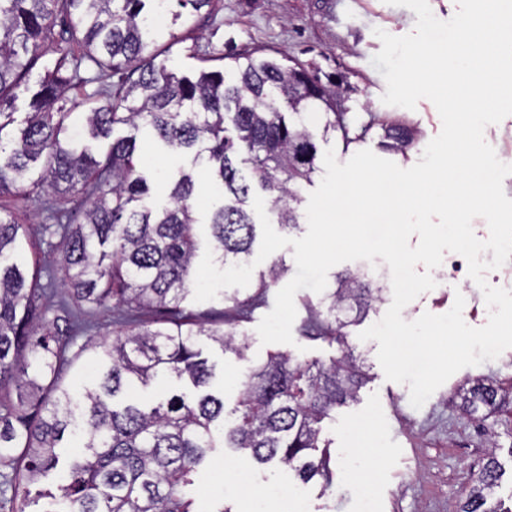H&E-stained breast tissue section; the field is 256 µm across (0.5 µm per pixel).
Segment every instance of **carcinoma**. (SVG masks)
<instances>
[{
	"label": "carcinoma",
	"mask_w": 512,
	"mask_h": 512,
	"mask_svg": "<svg viewBox=\"0 0 512 512\" xmlns=\"http://www.w3.org/2000/svg\"><path fill=\"white\" fill-rule=\"evenodd\" d=\"M170 0H0V199L27 198L48 187L41 201L46 231L62 242L64 276L28 266L21 254L26 225L0 203V482L13 497L60 500L67 512H195L188 488L219 448L290 467L304 483L329 473L321 424L353 401L367 372L346 344L347 328L384 301L381 284L344 273L308 309L309 337L342 345L329 364L271 353L243 383L236 406L224 412V393L212 389L215 366L198 348L205 336L237 355L245 345L224 320L250 319L269 288L288 271L272 261L255 291L223 297L218 311L183 306L195 281L200 222L191 204L194 178L182 166L165 175L163 202H155L137 155L143 130L191 165L203 163L222 204L207 222L217 267L247 264L257 238L253 201L259 195L283 230L299 227L301 187L318 170L306 114H323V133L350 134L333 95L306 72L251 54L234 57L230 72L203 68L180 76L157 64L145 40L153 16ZM53 67L30 82L44 54ZM111 86L69 99L105 73ZM30 94L25 126L4 143L14 122L5 111L16 90ZM126 126L134 133L114 137ZM104 141L99 154L84 141ZM417 140L413 128L391 123L382 147L403 154ZM63 288L61 299H51ZM112 310V336H98L97 314ZM53 318H48V314ZM62 321L88 335L53 330ZM96 378L78 392L63 382L80 360ZM174 376L192 387L151 405L128 397L136 386ZM464 410L475 417L502 407L505 388L477 378L461 387ZM80 423L81 453L62 480L39 487L57 468L68 428ZM489 441L486 462L460 512H503L496 498L502 476Z\"/></svg>",
	"instance_id": "cac0c4a2"
}]
</instances>
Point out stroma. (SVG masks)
<instances>
[{"instance_id":"obj_1","label":"stroma","mask_w":512,"mask_h":512,"mask_svg":"<svg viewBox=\"0 0 512 512\" xmlns=\"http://www.w3.org/2000/svg\"><path fill=\"white\" fill-rule=\"evenodd\" d=\"M416 20L413 11L386 0H218L212 15L198 17L194 28L168 21L154 41L165 49L169 67L185 76L197 74L203 66L202 56L218 50L224 52L228 68L233 56L246 52L298 66L310 79L335 91L338 109L345 112L351 126L369 128L361 142L348 146L340 135H324L319 116H312L310 129L318 153L334 149L341 163L364 149L386 157L380 145L381 126L399 121L419 133L406 156L392 157L398 166L408 168L420 161L429 141L439 134L442 121L426 98L412 110L384 104L386 82L372 59L382 47L375 29L403 36L414 31ZM175 33L182 35L181 43H172ZM15 207L29 239L39 245V261L60 269V240L44 232L39 203L19 200ZM387 309V303L375 305L361 326L348 329V342L362 354L368 380L357 402L337 408L333 419L324 423L330 478L308 484L310 512H359L365 491L373 496L376 512H459L491 437L504 468L498 494L511 500L512 411L477 421L459 410L455 393L473 378L512 381V349L497 359L459 370L416 409L410 404L408 385L386 380L377 359V341L359 338L361 328L378 322ZM268 312V307L258 308L239 324L246 346L243 355L222 352L205 338L199 342L204 357L215 365L213 385L223 388L226 407L234 406L242 381L268 354L284 353L323 364L340 354L337 343L300 335L291 345L261 344L256 328ZM241 469L252 474V486L235 483ZM295 483L286 466L254 464L227 449L200 468L191 492L193 508L195 512H218L227 505L233 512H290V502L270 496L267 488Z\"/></svg>"}]
</instances>
